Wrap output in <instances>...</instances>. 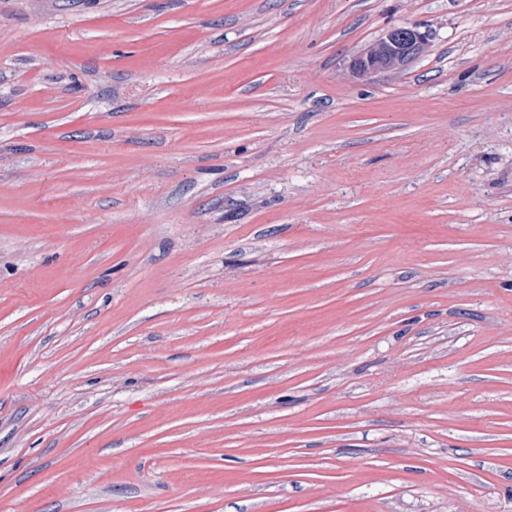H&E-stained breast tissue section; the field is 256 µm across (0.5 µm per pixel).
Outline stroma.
I'll list each match as a JSON object with an SVG mask.
<instances>
[{
	"mask_svg": "<svg viewBox=\"0 0 512 512\" xmlns=\"http://www.w3.org/2000/svg\"><path fill=\"white\" fill-rule=\"evenodd\" d=\"M0 512H512V0H0ZM384 38V39H383ZM383 38L371 43L362 55L367 56L372 63H378L385 69L395 70L411 59L418 49L422 51L427 45V36L414 26L401 25L388 30ZM399 57L397 60L389 45Z\"/></svg>",
	"mask_w": 512,
	"mask_h": 512,
	"instance_id": "1",
	"label": "stroma"
}]
</instances>
